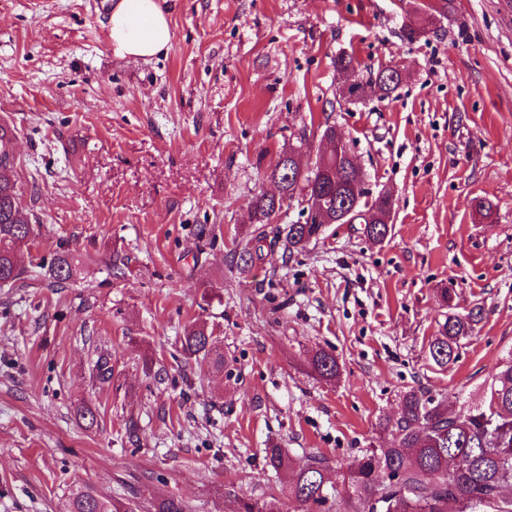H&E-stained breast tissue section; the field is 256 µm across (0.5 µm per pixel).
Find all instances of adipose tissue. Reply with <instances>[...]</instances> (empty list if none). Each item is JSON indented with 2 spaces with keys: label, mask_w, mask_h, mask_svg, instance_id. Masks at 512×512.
Segmentation results:
<instances>
[{
  "label": "adipose tissue",
  "mask_w": 512,
  "mask_h": 512,
  "mask_svg": "<svg viewBox=\"0 0 512 512\" xmlns=\"http://www.w3.org/2000/svg\"><path fill=\"white\" fill-rule=\"evenodd\" d=\"M108 29L112 50L118 56H157L168 49L173 37L160 0H117Z\"/></svg>",
  "instance_id": "ef3b65f1"
}]
</instances>
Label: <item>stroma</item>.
<instances>
[{
	"label": "stroma",
	"instance_id": "1",
	"mask_svg": "<svg viewBox=\"0 0 512 512\" xmlns=\"http://www.w3.org/2000/svg\"><path fill=\"white\" fill-rule=\"evenodd\" d=\"M162 6L173 38L145 60L113 53L96 0H0V124L42 226L24 277L0 285V512H63L78 483L141 512L170 496L188 512L278 499L265 448L351 463L388 443L379 423L404 392L455 394L466 412L512 351V0ZM341 54L361 81L390 65L403 78L344 102ZM326 122L370 196L392 194L390 235L328 224L289 258L276 233L293 208L239 273L230 251L253 230L251 197L272 188L264 173L297 143L313 165ZM56 252L79 259L65 288L37 266ZM477 304L457 362L436 366L445 310ZM195 320L221 341L222 371L180 354ZM320 348L336 380L311 373ZM103 350L105 383L92 375Z\"/></svg>",
	"mask_w": 512,
	"mask_h": 512
}]
</instances>
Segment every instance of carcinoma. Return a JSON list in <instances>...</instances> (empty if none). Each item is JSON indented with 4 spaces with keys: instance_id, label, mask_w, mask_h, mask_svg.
<instances>
[{
    "instance_id": "obj_1",
    "label": "carcinoma",
    "mask_w": 512,
    "mask_h": 512,
    "mask_svg": "<svg viewBox=\"0 0 512 512\" xmlns=\"http://www.w3.org/2000/svg\"><path fill=\"white\" fill-rule=\"evenodd\" d=\"M14 132L0 125V283L22 278L19 254L40 236V225L24 213L16 184L9 175L13 167L10 145ZM347 160L332 158L329 169L320 162L291 181L282 177L278 167L267 178L278 184L279 198L265 192L255 194L248 205L249 223L257 225L252 238L230 251L232 263L246 273L261 257V242L266 238L265 225L290 206L294 195L309 187L327 189L332 197L354 193L366 196L365 179L352 186L334 184L329 171L345 168ZM347 224L363 225L368 238L381 242L389 233L385 224H371L365 215L352 214ZM288 252L306 248L322 234L320 224L292 223L284 228ZM37 266L47 269L54 282L62 285L76 275L74 258L57 253L41 258ZM482 310L466 314H448L439 324L437 334L428 345L435 365L445 367L455 362L463 341L471 336L481 320ZM187 359L205 362L215 370L224 369V353L204 323L189 325L180 339ZM312 372L323 380L336 378L339 367L335 356L325 350L313 352L309 361ZM459 395L442 396L421 389L406 391L397 418L379 423L391 435L389 447L370 446L360 459L336 468L331 481L328 459L321 454L296 468L283 449L274 445L265 449L268 467L288 473L283 494L307 508L320 507L334 496L333 483L342 485L348 495L346 512H512V496L505 489L512 486V353L498 366L486 384L482 397L461 416L452 408ZM401 482L391 483V475ZM237 512H283L276 501L239 498ZM140 504L132 499H113L89 485H77L70 494L67 512H139Z\"/></svg>"
}]
</instances>
